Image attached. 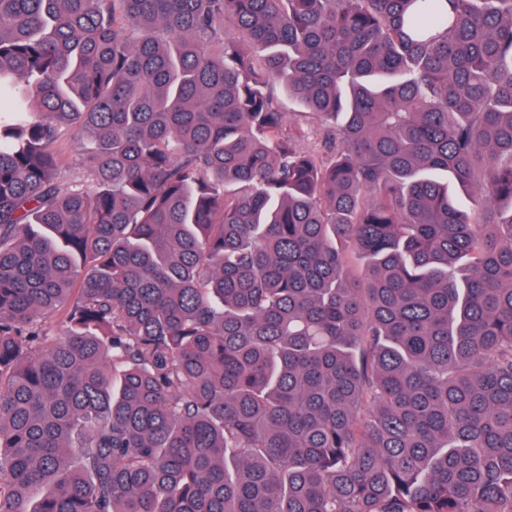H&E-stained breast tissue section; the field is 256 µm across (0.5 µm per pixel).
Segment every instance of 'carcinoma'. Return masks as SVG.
I'll return each instance as SVG.
<instances>
[{"mask_svg": "<svg viewBox=\"0 0 512 512\" xmlns=\"http://www.w3.org/2000/svg\"><path fill=\"white\" fill-rule=\"evenodd\" d=\"M2 114L0 512H512V0H0ZM295 109L296 108L291 103H288V99L285 98L283 102V111L286 112L285 120L288 128L296 126L307 128L311 132V135L308 140L302 143V146L306 148H314L317 142L316 134L319 133L318 120L312 114L298 112ZM89 141V134L76 127H64L61 131V138L57 143L60 164L66 171L67 178L78 177L83 174L80 165L82 158V147Z\"/></svg>", "mask_w": 512, "mask_h": 512, "instance_id": "1", "label": "carcinoma"}]
</instances>
